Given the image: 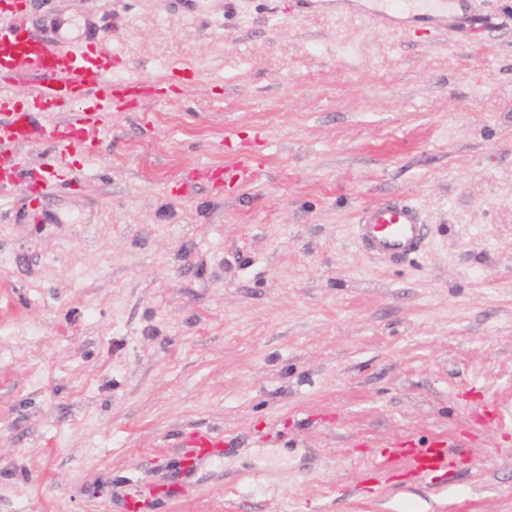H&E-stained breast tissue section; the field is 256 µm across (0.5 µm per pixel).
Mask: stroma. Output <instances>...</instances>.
<instances>
[{"label": "stroma", "instance_id": "stroma-1", "mask_svg": "<svg viewBox=\"0 0 512 512\" xmlns=\"http://www.w3.org/2000/svg\"><path fill=\"white\" fill-rule=\"evenodd\" d=\"M20 6L158 94L19 148L72 181L0 199V512H121L204 427L235 447L158 512H512V0ZM241 152L259 179L179 191ZM388 198L427 226L398 261L355 236ZM438 432L448 477L374 472Z\"/></svg>", "mask_w": 512, "mask_h": 512}]
</instances>
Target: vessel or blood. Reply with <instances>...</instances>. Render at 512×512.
Instances as JSON below:
<instances>
[{"label": "vessel or blood", "mask_w": 512, "mask_h": 512, "mask_svg": "<svg viewBox=\"0 0 512 512\" xmlns=\"http://www.w3.org/2000/svg\"><path fill=\"white\" fill-rule=\"evenodd\" d=\"M95 52L65 48L62 41L37 36L27 15L11 11L7 23L0 24V194L23 193L38 189L49 193L54 183L50 176L29 170L17 154V146L41 141L60 155L73 151H91L104 126L107 112L123 111L127 98L139 102L152 100L150 83L131 86L112 80V51L105 36H97ZM29 88L28 106L15 107L13 85ZM85 104L74 108L75 97ZM41 112L61 113V121L41 124ZM257 171L251 157L239 156L229 165H205L190 175V185H202L216 196L230 193L238 182L251 181ZM423 224L418 209L411 203L389 200L364 208L356 226L359 244L380 258H405L419 252ZM223 432L197 428L182 435L175 465L182 472L194 471L201 460L223 456L231 447ZM452 443L440 432L426 439L405 436L393 441L381 453L374 467L383 472L405 463L419 481L447 473L452 465ZM184 488L176 482L161 480L150 491L132 489L122 501L123 512H157L160 504L179 496Z\"/></svg>", "instance_id": "b4317fda"}]
</instances>
